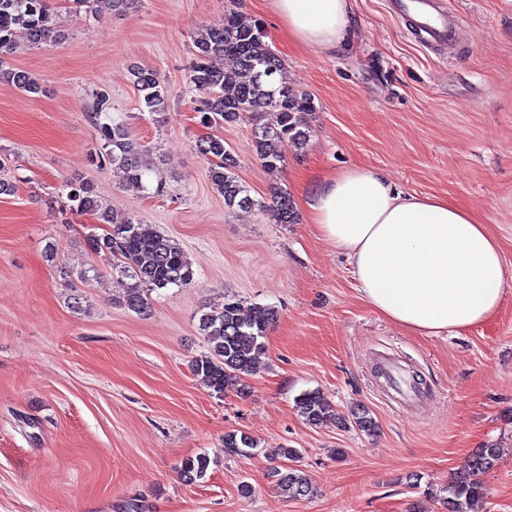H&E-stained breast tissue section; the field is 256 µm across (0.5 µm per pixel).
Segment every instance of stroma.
<instances>
[{
    "mask_svg": "<svg viewBox=\"0 0 512 512\" xmlns=\"http://www.w3.org/2000/svg\"><path fill=\"white\" fill-rule=\"evenodd\" d=\"M59 44L19 46L11 68L43 86L0 81V512H442L431 494L469 453L497 445L478 512H512V294L488 322L458 335L417 336L361 298L345 258L306 218L305 185L362 164L402 192L469 207L499 240L512 279V0H441L459 37L447 53L423 41L390 0H350L336 48L288 44L262 0H138L90 14L49 0ZM260 21L287 82L314 106L311 136L267 170L251 125L205 126L188 81L194 38L226 11ZM156 72L169 89L165 122L141 117L129 70ZM114 121L144 149L141 183L97 167L86 112L99 89ZM223 138L254 199L228 209L194 145ZM92 186L115 221L136 218L177 242L194 279L152 290L151 311L122 303L128 280L88 239L106 227L77 212L69 184ZM288 192L294 224L260 210ZM96 268L90 281L81 272ZM233 296L274 307L276 323L244 392L212 397L190 362L206 353L200 316ZM416 381L407 397L380 367ZM320 391L336 420L310 425L295 401ZM368 408L374 435L355 426ZM258 442L226 456L224 435ZM312 495L280 493L277 448ZM206 455L188 485L182 460ZM248 482L252 494L240 496Z\"/></svg>",
    "mask_w": 512,
    "mask_h": 512,
    "instance_id": "obj_1",
    "label": "stroma"
}]
</instances>
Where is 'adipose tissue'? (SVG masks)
<instances>
[{
  "instance_id": "1",
  "label": "adipose tissue",
  "mask_w": 512,
  "mask_h": 512,
  "mask_svg": "<svg viewBox=\"0 0 512 512\" xmlns=\"http://www.w3.org/2000/svg\"><path fill=\"white\" fill-rule=\"evenodd\" d=\"M290 41L331 49L349 22V0H265ZM307 220L345 254L362 299L419 336L454 334L490 319L512 282L487 226L445 197L408 195L365 165L323 177Z\"/></svg>"
}]
</instances>
